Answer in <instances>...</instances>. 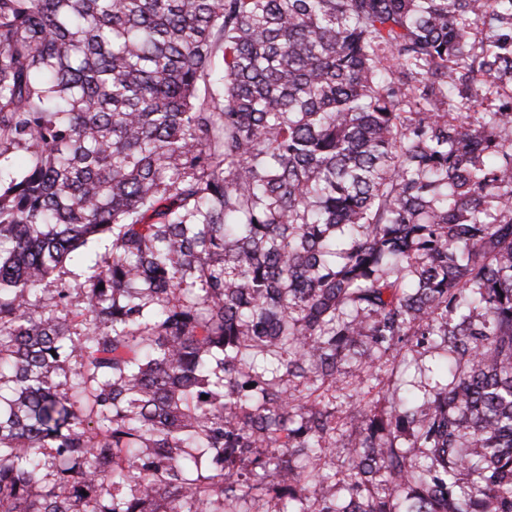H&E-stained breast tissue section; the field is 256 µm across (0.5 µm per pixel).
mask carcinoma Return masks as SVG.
<instances>
[{"mask_svg": "<svg viewBox=\"0 0 512 512\" xmlns=\"http://www.w3.org/2000/svg\"><path fill=\"white\" fill-rule=\"evenodd\" d=\"M402 350L428 393L341 442L316 392ZM271 472L512 512V0H0V512H268Z\"/></svg>", "mask_w": 512, "mask_h": 512, "instance_id": "1", "label": "carcinoma"}]
</instances>
